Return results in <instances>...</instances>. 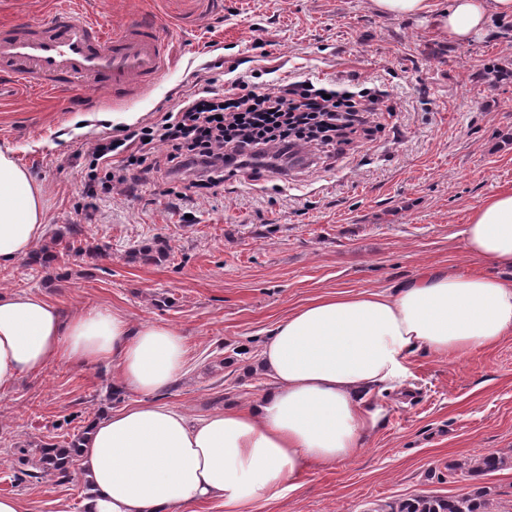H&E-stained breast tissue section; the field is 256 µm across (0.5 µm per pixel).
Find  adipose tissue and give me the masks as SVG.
I'll use <instances>...</instances> for the list:
<instances>
[{"mask_svg": "<svg viewBox=\"0 0 512 512\" xmlns=\"http://www.w3.org/2000/svg\"><path fill=\"white\" fill-rule=\"evenodd\" d=\"M373 3L389 16L435 13L457 43L483 32L490 15L512 17V0H448L438 12L430 0ZM46 230L40 187L0 152V264L29 256ZM463 236L491 272L431 270L390 293L309 301L262 348L272 387L248 407L200 418L156 399L186 363L184 339L171 326H136L104 307L68 315L39 295L0 293V392L57 362H112L140 399L95 421L82 439V512H187L204 502L249 512L295 490L309 465L352 458L382 416L369 394L403 379L414 351L465 355L512 334V190L474 208Z\"/></svg>", "mask_w": 512, "mask_h": 512, "instance_id": "adipose-tissue-1", "label": "adipose tissue"}]
</instances>
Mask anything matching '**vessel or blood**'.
I'll list each match as a JSON object with an SVG mask.
<instances>
[{"label": "vessel or blood", "instance_id": "b4317fda", "mask_svg": "<svg viewBox=\"0 0 512 512\" xmlns=\"http://www.w3.org/2000/svg\"><path fill=\"white\" fill-rule=\"evenodd\" d=\"M167 45L155 25L126 24L102 31L91 12L64 8L39 26L0 25V70L14 87L59 91L75 81L129 88L156 81L167 69Z\"/></svg>", "mask_w": 512, "mask_h": 512}]
</instances>
